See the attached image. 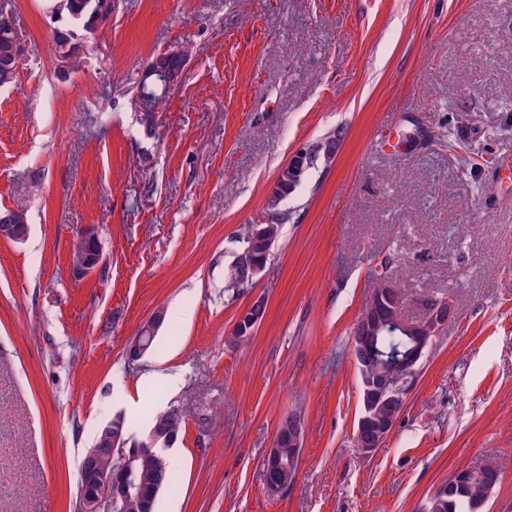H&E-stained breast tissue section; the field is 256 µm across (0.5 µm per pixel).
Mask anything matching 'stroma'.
I'll return each instance as SVG.
<instances>
[{"mask_svg":"<svg viewBox=\"0 0 512 512\" xmlns=\"http://www.w3.org/2000/svg\"><path fill=\"white\" fill-rule=\"evenodd\" d=\"M14 3L28 102L0 90V207L30 234L0 238V512H77L99 428L121 416L138 438L172 408L185 429L156 512H422L493 462L482 512H512V0H118L64 81L43 0ZM185 40L180 86L144 117L143 71ZM333 132L334 162L270 207L280 169ZM282 212L264 271L225 292L241 239ZM83 227L102 262L76 278ZM376 271L407 319L434 299L455 315L367 455L353 328ZM291 413L299 470L272 496L264 462Z\"/></svg>","mask_w":512,"mask_h":512,"instance_id":"1","label":"stroma"}]
</instances>
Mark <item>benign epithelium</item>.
Here are the masks:
<instances>
[{"label":"benign epithelium","mask_w":512,"mask_h":512,"mask_svg":"<svg viewBox=\"0 0 512 512\" xmlns=\"http://www.w3.org/2000/svg\"><path fill=\"white\" fill-rule=\"evenodd\" d=\"M167 55L154 58L144 73V78L161 77L172 88L180 84L183 71L166 67ZM305 152H296L277 177V182L297 185L304 172ZM29 225L16 223V218L7 214L0 218V236L16 242L26 239ZM95 236L91 228L77 232L75 243L84 251V264L72 274L81 278L96 270L101 263V253L89 246ZM244 280L253 278L264 270V265L256 262L248 251L239 254L236 260ZM392 285L382 279L379 288L370 302L360 313L354 327V356L360 378L364 408L358 416L354 432L355 442L364 453L373 454L381 448L391 433L407 398L411 380L425 349L433 337L448 326L452 314L450 304L444 303L428 308L427 316L418 322L410 323L403 319L404 304L391 295ZM412 326L414 348L404 356L387 363L383 370L373 364L380 361L368 337L381 329ZM109 441L107 448H91L86 452L80 466L79 512H115L122 502L130 497H141V485L136 478L130 455L126 452L128 440L122 431L106 429ZM288 447V454L282 448ZM301 448L300 422L293 417L284 418L278 427L272 448L266 458V488L272 495L286 491L279 473L298 471Z\"/></svg>","instance_id":"1"}]
</instances>
